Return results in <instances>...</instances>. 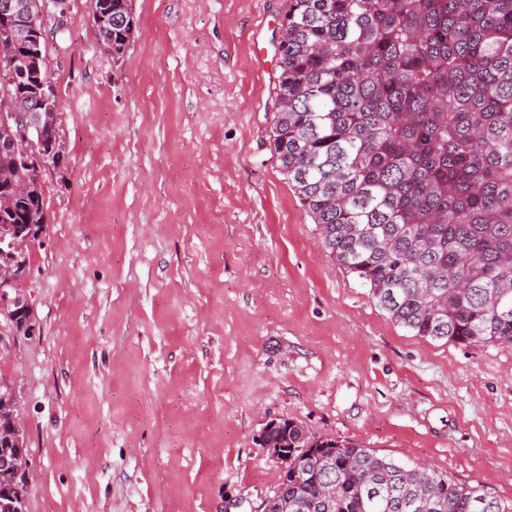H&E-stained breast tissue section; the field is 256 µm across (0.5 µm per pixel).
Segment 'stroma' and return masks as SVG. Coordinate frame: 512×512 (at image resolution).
<instances>
[{
  "mask_svg": "<svg viewBox=\"0 0 512 512\" xmlns=\"http://www.w3.org/2000/svg\"><path fill=\"white\" fill-rule=\"evenodd\" d=\"M282 0H133L126 54L69 0L65 142L0 336L27 512H256L267 421L512 501V348L394 323L319 246L269 149ZM0 411H8L12 416L14 421L12 438L19 442V435L24 431V422L18 411L16 397L11 388L6 385L0 386Z\"/></svg>",
  "mask_w": 512,
  "mask_h": 512,
  "instance_id": "1",
  "label": "stroma"
}]
</instances>
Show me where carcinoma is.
<instances>
[{
  "label": "carcinoma",
  "instance_id": "carcinoma-1",
  "mask_svg": "<svg viewBox=\"0 0 512 512\" xmlns=\"http://www.w3.org/2000/svg\"><path fill=\"white\" fill-rule=\"evenodd\" d=\"M112 10V57L130 45L132 0ZM270 149L314 220L325 251L415 336L512 346V0H284ZM46 49L0 95L36 112L53 78ZM60 115L38 140L57 154ZM1 250L48 225L38 172L0 150ZM0 487V512H26V446ZM286 448L288 472L264 512H512L480 484L418 469L290 419L263 437Z\"/></svg>",
  "mask_w": 512,
  "mask_h": 512
}]
</instances>
